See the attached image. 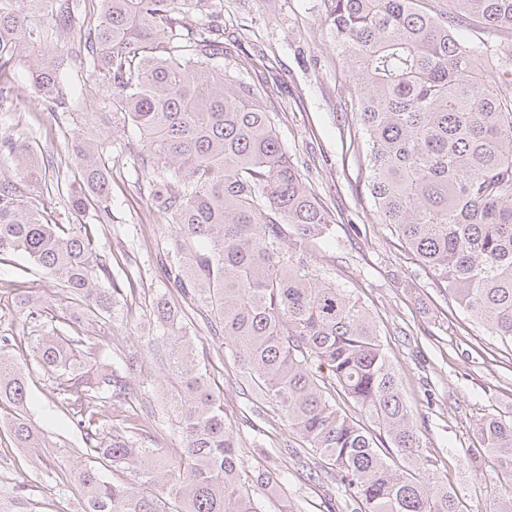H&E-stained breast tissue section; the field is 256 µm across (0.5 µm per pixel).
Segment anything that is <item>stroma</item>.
Here are the masks:
<instances>
[{
  "label": "stroma",
  "instance_id": "obj_1",
  "mask_svg": "<svg viewBox=\"0 0 512 512\" xmlns=\"http://www.w3.org/2000/svg\"><path fill=\"white\" fill-rule=\"evenodd\" d=\"M224 32L233 39L227 70L267 87V106L279 137L298 162L303 177L334 222L327 237L309 244L310 265L348 289L371 312L403 398L421 436L422 471L447 482L465 512H493L499 498L512 494V477L502 475L489 456L469 459L480 447L479 424L489 416L512 417V343L502 342L475 324L440 288L390 225L381 223L364 186L362 144L353 139L350 83L342 71L323 23V0H217ZM268 59L254 65L255 55ZM83 104L67 112L44 109L25 67L15 68L0 131L25 132L38 152L54 162L46 173H72L74 118ZM81 228L97 249L111 253L112 272L123 282L127 300L113 325L85 318L79 332L86 343L106 349V361L126 382V399L104 407L114 432L140 428L158 438L164 457L180 453L157 390L163 374L149 349L150 305L158 295L175 298L158 257L171 245L167 218L150 209L140 171L125 157L112 161V221L84 219ZM21 281L35 306L67 314L57 281L21 257L0 262V336L14 337L12 354L27 352L35 326L15 307L10 281ZM185 321L199 343L215 389L224 397L246 467L279 469L292 512H347L345 499L331 495L317 480L324 458L302 449L281 411L252 388L204 314L184 305ZM31 420L52 433L54 447L32 463L0 430V512H79L80 492L61 494L57 485L84 446L60 403L52 381L31 367L28 378ZM301 456H294V448Z\"/></svg>",
  "mask_w": 512,
  "mask_h": 512
}]
</instances>
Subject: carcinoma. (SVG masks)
Here are the masks:
<instances>
[{"label":"carcinoma","mask_w":512,"mask_h":512,"mask_svg":"<svg viewBox=\"0 0 512 512\" xmlns=\"http://www.w3.org/2000/svg\"><path fill=\"white\" fill-rule=\"evenodd\" d=\"M324 23L352 79L351 111L365 145L366 190L383 223L491 336L512 341V93L502 59L458 30L491 29L512 44V0H323ZM57 36L51 53L24 50ZM224 16L215 0H0V78L14 66L52 112L67 108L66 69L84 74L94 108L73 132L78 176L56 181L79 218L112 222V152L147 178L151 207L174 228L159 256L165 280L211 315L234 360L290 428L328 461L320 479L360 512H464L454 492L416 475L421 437L372 315L310 269L308 243L331 216L279 138L261 85L224 70ZM131 125L140 139L118 138ZM0 260L25 258L59 280L76 321L112 323L125 291L112 256L72 224L51 223L29 187L43 167L21 134L0 135ZM23 320L39 316L27 293ZM148 343L164 370L162 395L179 456H159L123 434L99 436L102 404L126 394L69 321L36 337L35 357L57 380L62 405L85 431L70 471L81 512H263L252 489L283 492L275 469L244 466L224 398L197 340L164 298L153 301ZM0 337V428L32 459L49 436L28 416L27 359ZM327 367L329 384L313 367ZM341 395L379 428L375 436L338 406ZM482 451L512 475V420L487 417ZM396 454L410 460L398 470ZM121 472L112 481L104 471Z\"/></svg>","instance_id":"cac0c4a2"}]
</instances>
